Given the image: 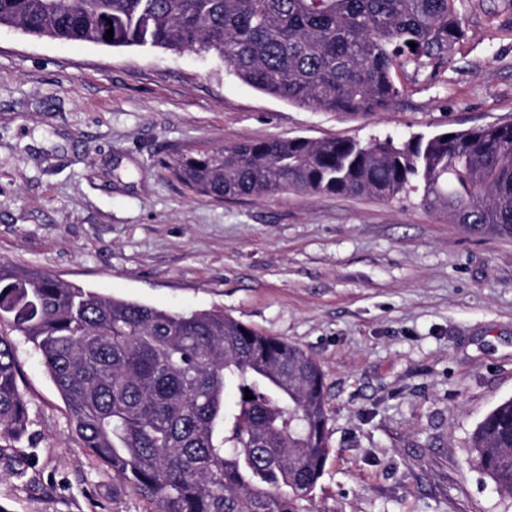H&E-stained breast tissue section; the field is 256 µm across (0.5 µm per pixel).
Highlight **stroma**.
<instances>
[{
	"instance_id": "1",
	"label": "stroma",
	"mask_w": 512,
	"mask_h": 512,
	"mask_svg": "<svg viewBox=\"0 0 512 512\" xmlns=\"http://www.w3.org/2000/svg\"><path fill=\"white\" fill-rule=\"evenodd\" d=\"M444 74L390 111L307 110L192 53L0 29V260L171 311L216 310L308 351L327 457L305 512H512L470 437L512 398V238L395 198L216 200L167 177L177 149L242 139L405 140L512 123V34L467 13ZM28 426L0 438V512H151L91 456L31 344Z\"/></svg>"
}]
</instances>
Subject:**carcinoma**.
Listing matches in <instances>:
<instances>
[{"mask_svg":"<svg viewBox=\"0 0 512 512\" xmlns=\"http://www.w3.org/2000/svg\"><path fill=\"white\" fill-rule=\"evenodd\" d=\"M485 1L489 23L512 31V0ZM466 13L465 0H0V27L215 56L264 94L366 114L392 108L400 72L448 64ZM160 167L218 200L418 193L452 224L512 236L511 124L401 142L242 140L181 151ZM0 323L32 343L84 446L155 500L154 512H303L323 472L327 423L323 374L304 349L221 312L103 296L2 260ZM20 375L1 335L0 438L27 425ZM469 451L512 495V398L478 424Z\"/></svg>","mask_w":512,"mask_h":512,"instance_id":"1","label":"carcinoma"}]
</instances>
